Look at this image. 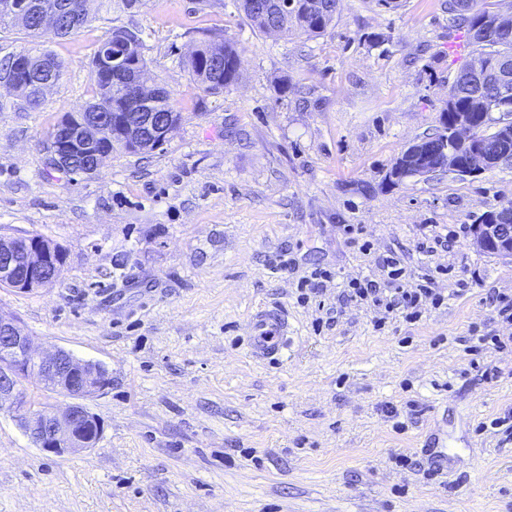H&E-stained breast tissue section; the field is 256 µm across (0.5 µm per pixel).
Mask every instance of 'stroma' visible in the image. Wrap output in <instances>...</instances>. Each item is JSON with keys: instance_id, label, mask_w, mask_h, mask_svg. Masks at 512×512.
Here are the masks:
<instances>
[{"instance_id": "obj_1", "label": "stroma", "mask_w": 512, "mask_h": 512, "mask_svg": "<svg viewBox=\"0 0 512 512\" xmlns=\"http://www.w3.org/2000/svg\"><path fill=\"white\" fill-rule=\"evenodd\" d=\"M87 9L44 41L64 71L37 109L0 87V232L65 253L53 285L0 287V316L112 385L87 401L99 442L72 455L0 411V512H512V263L470 244L512 202V165L385 179L437 132L474 48L447 0H338L318 36L254 31L238 0ZM116 28L140 31L145 84L182 120L98 176L50 170L46 135L91 100L89 60ZM214 32L240 60L220 94L183 65ZM434 232L447 243L421 255ZM393 256L442 305L409 320L343 297ZM261 306L293 330L274 363L247 351Z\"/></svg>"}]
</instances>
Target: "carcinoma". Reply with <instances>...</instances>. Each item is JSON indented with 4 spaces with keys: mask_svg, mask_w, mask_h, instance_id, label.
Returning <instances> with one entry per match:
<instances>
[{
    "mask_svg": "<svg viewBox=\"0 0 512 512\" xmlns=\"http://www.w3.org/2000/svg\"><path fill=\"white\" fill-rule=\"evenodd\" d=\"M271 11L260 13L254 8V0H240L246 19L251 27L259 32H288L290 30L302 31L312 34L325 32L335 18L337 0H309L316 5L310 10L302 5L296 7L288 5L285 0H269ZM471 6L466 11L456 12L453 9L454 0H448V15L454 26L467 30L472 34L474 43L478 49L476 56L491 58L503 52L512 53V35L504 36L494 26V18L487 10L488 0H470ZM69 4L75 6L82 18L74 27L59 33L46 26L39 17L30 16L22 27L35 38L45 35L65 37L79 30L88 22L86 0H69ZM112 44V52L121 54L125 58H133L143 70L147 69V59L144 54V44L139 31L135 29L117 28L112 35L103 41V44ZM27 53L39 57L50 58L53 66L51 71H43L41 65L33 64L32 73L16 78L17 85L21 89L17 95L30 109H36L41 104V99L46 87L57 84L63 73V63L47 49L27 50ZM220 55L224 60V68L216 70L210 65L215 55ZM188 73L192 80L205 91L213 94L221 93L228 86L238 80L239 59L234 44L224 40L223 37L214 35L204 41L186 62ZM48 82V86H42V82ZM117 90L110 83L101 80H93V98L82 108L85 114L92 116L96 113L103 114L112 109L117 102ZM142 96L147 98L151 106L141 105L139 109L144 112H159L165 117L181 121V114L176 112L170 104V93L163 87L157 90L144 89ZM492 97V91L483 88L477 89L460 82H453L448 91V100L444 102L441 112H471L475 122L482 129L499 124L501 117L497 116V110L487 104V99Z\"/></svg>",
    "mask_w": 512,
    "mask_h": 512,
    "instance_id": "1",
    "label": "carcinoma"
}]
</instances>
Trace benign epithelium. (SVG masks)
<instances>
[{"label": "benign epithelium", "instance_id": "7a95c632", "mask_svg": "<svg viewBox=\"0 0 512 512\" xmlns=\"http://www.w3.org/2000/svg\"><path fill=\"white\" fill-rule=\"evenodd\" d=\"M473 78L493 87L490 106L508 100L512 97V55H499L490 64L481 58L474 59L471 68L461 74L463 81ZM126 116L125 112H111L108 120L131 150L140 148L143 131L160 146L174 129V124L156 120L151 112L140 113L139 129ZM96 130L97 127L78 112L60 121L46 140L50 168L66 173L71 169L72 158L84 152L93 158L90 174H95L110 155L107 145L99 141ZM454 130L456 138L470 146L467 162L457 161L455 152L448 150L445 138L433 146L419 141L407 149L409 158L398 172L420 168L439 154L443 155L442 166L460 176H476L500 163L488 149L489 140L472 128L468 113H455ZM472 246L512 261V210L500 209L474 225ZM60 264L61 255L55 246L36 235H0V283L3 285L22 291L44 288L56 282ZM32 375L72 402L62 410L34 407L23 390V381ZM110 386L112 377L100 363L79 359L64 349L41 353L18 323L0 316V410L6 407L13 412L36 447L57 456L94 447L101 437L102 426L84 401Z\"/></svg>", "mask_w": 512, "mask_h": 512}]
</instances>
